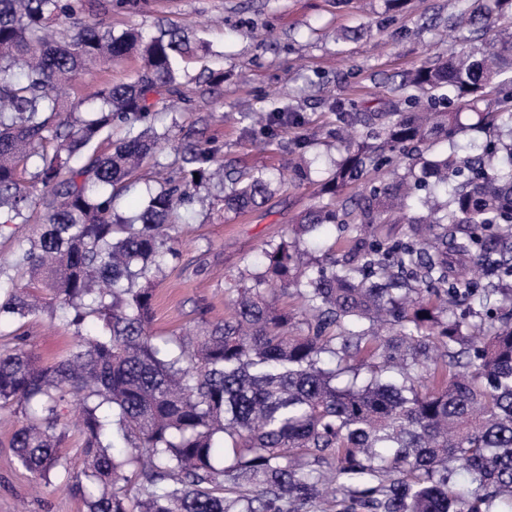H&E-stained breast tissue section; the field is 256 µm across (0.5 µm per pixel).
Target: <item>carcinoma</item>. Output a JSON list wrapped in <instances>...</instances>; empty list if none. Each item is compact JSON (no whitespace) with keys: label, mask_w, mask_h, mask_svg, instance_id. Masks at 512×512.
Returning <instances> with one entry per match:
<instances>
[{"label":"carcinoma","mask_w":512,"mask_h":512,"mask_svg":"<svg viewBox=\"0 0 512 512\" xmlns=\"http://www.w3.org/2000/svg\"><path fill=\"white\" fill-rule=\"evenodd\" d=\"M469 20L512 26V0H475ZM85 0H0V232L43 223L13 253L0 279V322L41 309L30 289L73 330V347L44 365L20 329L0 343V412L17 418L9 447L33 478L66 474L87 512H304L340 474L369 477L346 490L368 512H512V292L471 277L512 278V40L487 56L426 62L390 92L398 100L368 118L357 149L324 184L331 196L296 236L340 224L352 235L328 263L305 262L296 241L261 251L253 285L224 275L231 321L192 336L154 334L152 281L180 255L172 235L192 195L212 184L215 150L183 134L181 164L158 181L134 220L116 200L137 170L172 142L154 129L158 100L181 95L180 62L193 48L176 30L147 37L95 25L50 29L83 13ZM135 55L132 82L95 91L86 114L67 112L55 91L89 64ZM336 128L357 114L338 101ZM468 113L473 123L464 125ZM266 133L304 125L283 103L258 113ZM123 131L109 155L93 145ZM473 130L474 154L458 146L426 157L432 141ZM33 162V198L19 168ZM395 162L422 165L429 183L402 177L357 188ZM271 175L231 180L224 206L261 207ZM355 192L344 204L336 195ZM408 225L378 240L376 224ZM294 288L311 313L297 336L275 309ZM479 311L468 328L453 308ZM341 329L332 334L333 329ZM85 433L81 461L62 448L71 405ZM463 471L469 487L457 489Z\"/></svg>","instance_id":"carcinoma-1"}]
</instances>
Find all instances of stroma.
I'll use <instances>...</instances> for the list:
<instances>
[{
  "instance_id": "1",
  "label": "stroma",
  "mask_w": 512,
  "mask_h": 512,
  "mask_svg": "<svg viewBox=\"0 0 512 512\" xmlns=\"http://www.w3.org/2000/svg\"><path fill=\"white\" fill-rule=\"evenodd\" d=\"M470 8L471 0H405L397 10L388 0H141L138 10L107 14L100 0H88L83 23L135 27L148 36L175 27L195 41L194 55L183 63L185 97L159 104L157 127L194 128L197 137L214 141L225 170L241 174L292 168L304 155L315 160L307 179L273 184L263 207L247 213L225 210L219 189L199 193L188 223L174 230L180 259L154 280L157 335L230 317L220 273L254 271L262 248L292 234L318 204L326 168L345 153L329 102L342 101L354 112L380 110L394 76L452 50L478 57L506 39L501 29L454 26L455 16ZM140 67L136 59L88 66L62 100L74 104L86 88L133 81ZM212 70L223 71V82H208ZM280 102L301 113L303 128L244 134L242 113ZM304 129L318 136L301 150L295 142ZM25 330L46 362L66 355L73 342L61 318L46 311L29 317ZM13 431L12 421L0 422V512H86L61 479L35 485L8 446Z\"/></svg>"
}]
</instances>
